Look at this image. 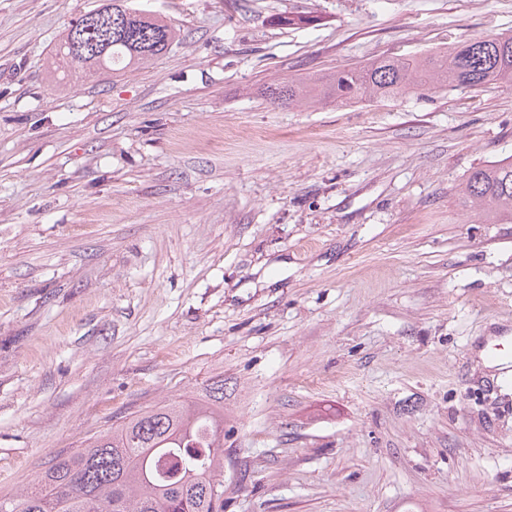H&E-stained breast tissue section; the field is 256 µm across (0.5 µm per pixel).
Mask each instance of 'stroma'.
I'll list each match as a JSON object with an SVG mask.
<instances>
[{"label": "stroma", "mask_w": 512, "mask_h": 512, "mask_svg": "<svg viewBox=\"0 0 512 512\" xmlns=\"http://www.w3.org/2000/svg\"><path fill=\"white\" fill-rule=\"evenodd\" d=\"M102 0H0V497L224 378V512H512V224L461 202L512 87L262 86L512 34V0H133L181 38L54 74ZM278 13L315 17L281 27Z\"/></svg>", "instance_id": "stroma-1"}]
</instances>
